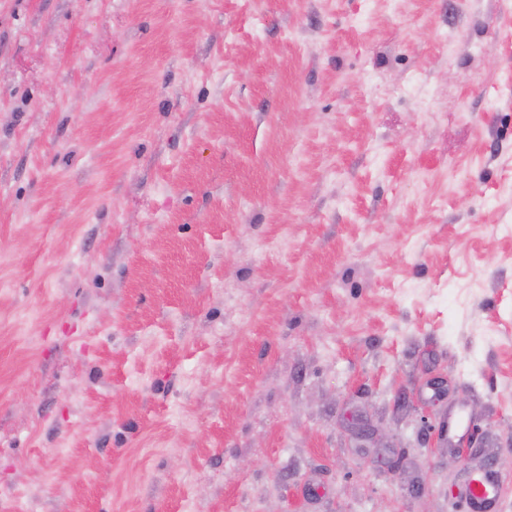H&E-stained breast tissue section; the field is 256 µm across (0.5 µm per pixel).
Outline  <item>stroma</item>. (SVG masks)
<instances>
[{
    "instance_id": "obj_1",
    "label": "stroma",
    "mask_w": 512,
    "mask_h": 512,
    "mask_svg": "<svg viewBox=\"0 0 512 512\" xmlns=\"http://www.w3.org/2000/svg\"><path fill=\"white\" fill-rule=\"evenodd\" d=\"M509 453L512 0H0V512H464Z\"/></svg>"
}]
</instances>
